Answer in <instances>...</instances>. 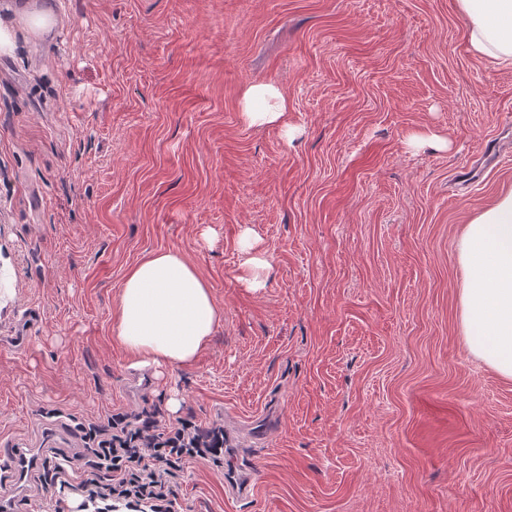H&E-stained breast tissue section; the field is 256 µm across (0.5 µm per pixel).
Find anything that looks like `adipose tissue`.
Masks as SVG:
<instances>
[{"label":"adipose tissue","instance_id":"obj_1","mask_svg":"<svg viewBox=\"0 0 512 512\" xmlns=\"http://www.w3.org/2000/svg\"><path fill=\"white\" fill-rule=\"evenodd\" d=\"M466 24V49L496 67H512V0H457ZM285 91L273 83L246 86L240 116L250 127L277 126L287 137ZM239 279L266 284L270 262L252 231L241 237ZM463 272L460 322L472 354L512 379V189L467 224L457 244ZM114 334L139 366L191 365L222 320L211 288L179 251L148 254L126 272L114 312Z\"/></svg>","mask_w":512,"mask_h":512}]
</instances>
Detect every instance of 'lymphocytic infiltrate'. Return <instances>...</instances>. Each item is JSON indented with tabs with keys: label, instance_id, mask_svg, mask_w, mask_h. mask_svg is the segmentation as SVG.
<instances>
[{
	"label": "lymphocytic infiltrate",
	"instance_id": "lymphocytic-infiltrate-1",
	"mask_svg": "<svg viewBox=\"0 0 512 512\" xmlns=\"http://www.w3.org/2000/svg\"><path fill=\"white\" fill-rule=\"evenodd\" d=\"M80 449L44 457L43 486L59 489L54 512H175L176 478L184 463H224V426L200 428L188 420L164 425L158 410L116 412L79 423ZM80 495L69 507L68 494Z\"/></svg>",
	"mask_w": 512,
	"mask_h": 512
}]
</instances>
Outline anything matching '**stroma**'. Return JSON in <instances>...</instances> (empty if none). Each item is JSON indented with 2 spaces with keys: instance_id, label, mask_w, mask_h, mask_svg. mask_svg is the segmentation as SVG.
Instances as JSON below:
<instances>
[{
  "instance_id": "obj_1",
  "label": "stroma",
  "mask_w": 512,
  "mask_h": 512,
  "mask_svg": "<svg viewBox=\"0 0 512 512\" xmlns=\"http://www.w3.org/2000/svg\"><path fill=\"white\" fill-rule=\"evenodd\" d=\"M17 3L57 25L0 54V437L74 448L69 417L156 405L266 432L247 497L190 462L177 512H512V379L467 346L456 251L512 189V68L467 52L456 0ZM269 81L294 139L241 120ZM424 128L448 149L409 148ZM162 249L223 320L133 382L114 312ZM258 246L259 239L250 229H246L241 237L244 259L241 263L239 280L247 288L254 290L265 287V274L271 266L265 251L261 250Z\"/></svg>"
}]
</instances>
